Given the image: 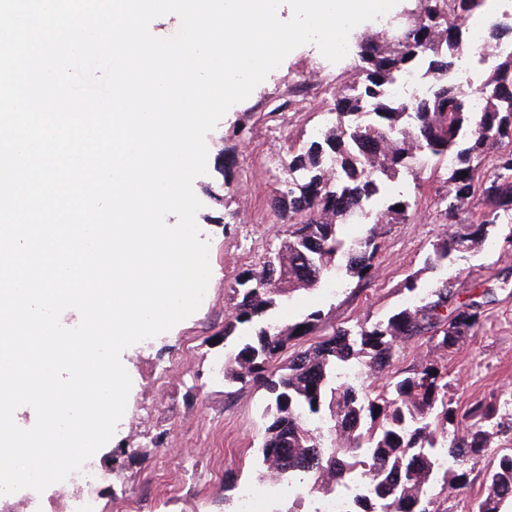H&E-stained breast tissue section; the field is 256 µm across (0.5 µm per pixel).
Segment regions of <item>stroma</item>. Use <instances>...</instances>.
<instances>
[{
    "label": "stroma",
    "mask_w": 512,
    "mask_h": 512,
    "mask_svg": "<svg viewBox=\"0 0 512 512\" xmlns=\"http://www.w3.org/2000/svg\"><path fill=\"white\" fill-rule=\"evenodd\" d=\"M352 65V58L333 63L315 45L300 46L207 135L208 172L193 182L202 203L196 220L210 244L207 297L170 331L121 354L132 387L112 439L96 453L97 468L111 475L100 493V512H114L129 498L141 500V512H237L243 497L264 487L267 401L262 390L233 392L217 378L224 357L220 335L237 275L279 243L276 197L288 150L325 128L336 92L351 81ZM447 175L443 162L392 184V193L416 199L418 208L405 223L387 226L371 279H347L333 293L298 291L277 316L285 325L323 311V322L299 341L306 348L404 305V283L415 272L430 284L451 278L464 299L488 291L480 327L458 350L446 353L422 338L401 347L394 368L434 364L448 372L453 404L494 397L501 414H512V244L505 240L512 225L491 228L481 249L441 274L425 271L432 243L454 225L436 208ZM219 189L220 202L213 197Z\"/></svg>",
    "instance_id": "stroma-1"
}]
</instances>
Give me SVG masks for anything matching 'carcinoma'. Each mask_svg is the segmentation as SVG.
Instances as JSON below:
<instances>
[{
	"label": "carcinoma",
	"mask_w": 512,
	"mask_h": 512,
	"mask_svg": "<svg viewBox=\"0 0 512 512\" xmlns=\"http://www.w3.org/2000/svg\"><path fill=\"white\" fill-rule=\"evenodd\" d=\"M485 2L415 0L398 12L405 40L386 20L356 38L353 79L336 94L331 127L284 165L280 244L232 287L222 339L235 347L224 360V383L267 394L263 463L280 480L307 476L312 495L360 477L365 491L346 499L344 512H442L448 495L468 490L469 463L484 456L492 431L504 425L491 401L452 406L447 373L433 364L389 375L402 344L425 338L436 349H457L479 326L487 289L462 301L448 279L425 291L412 274L402 308L372 324L341 328L281 365V356L324 314L316 310L288 326L273 321L285 298L303 286L373 275L385 228L418 207L386 193V181L401 171L447 159L445 213L469 212L477 195L485 202L466 231L432 244L429 269L470 252L500 212L512 211V54L487 80L478 112L469 106L472 90L457 76L465 24ZM485 41L512 42V17L489 22ZM413 71L430 75V95L392 97L389 87ZM488 162L491 179L483 172ZM372 375L387 378L373 397L365 387ZM313 417L321 425H311ZM486 481L487 495L471 499L468 512H501L512 501L511 452L493 460Z\"/></svg>",
	"instance_id": "1"
}]
</instances>
